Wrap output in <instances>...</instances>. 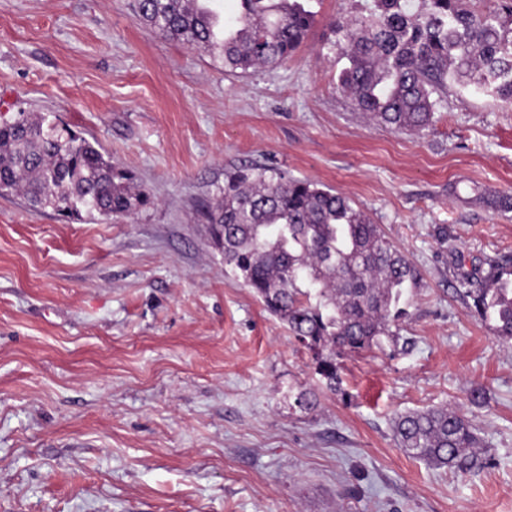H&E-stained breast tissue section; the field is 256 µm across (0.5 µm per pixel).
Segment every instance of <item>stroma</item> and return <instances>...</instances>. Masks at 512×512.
Listing matches in <instances>:
<instances>
[{
  "mask_svg": "<svg viewBox=\"0 0 512 512\" xmlns=\"http://www.w3.org/2000/svg\"><path fill=\"white\" fill-rule=\"evenodd\" d=\"M132 5L0 0V121L54 115L152 197L76 219L0 196V512H512V340L456 289L457 255H512V210L480 200L512 195V104L454 85L423 133L368 121L331 23L373 0H312L288 62L246 74ZM251 164L344 193L420 274L413 347L342 358L343 394L201 217ZM433 406L470 421L485 467L400 450L394 418Z\"/></svg>",
  "mask_w": 512,
  "mask_h": 512,
  "instance_id": "obj_1",
  "label": "stroma"
}]
</instances>
